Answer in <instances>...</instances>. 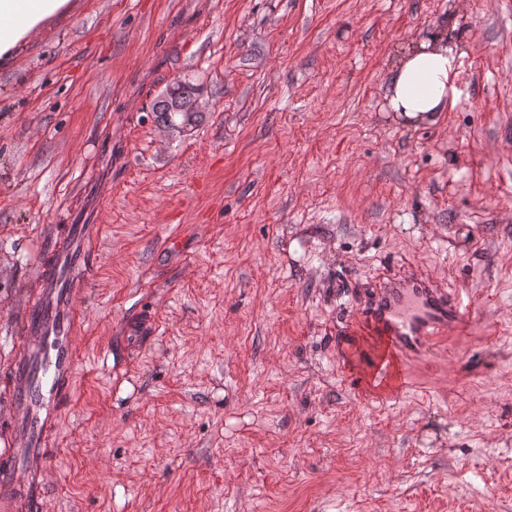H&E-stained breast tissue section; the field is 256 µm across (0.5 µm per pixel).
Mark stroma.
Here are the masks:
<instances>
[{"mask_svg": "<svg viewBox=\"0 0 512 512\" xmlns=\"http://www.w3.org/2000/svg\"><path fill=\"white\" fill-rule=\"evenodd\" d=\"M452 8L459 100L404 130L392 56ZM96 218L45 512H512V0H77L0 68V391L44 240ZM406 263L473 329L358 394L348 322ZM171 86L170 92L163 98L160 95L153 104L152 111L155 113L156 120L172 128L196 125L201 110L198 99L191 100L197 97L198 88L186 81H176ZM177 102H189L185 107L188 112L177 109L175 105Z\"/></svg>", "mask_w": 512, "mask_h": 512, "instance_id": "35a3bbf8", "label": "stroma"}]
</instances>
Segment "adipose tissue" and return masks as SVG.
<instances>
[{
	"label": "adipose tissue",
	"mask_w": 512,
	"mask_h": 512,
	"mask_svg": "<svg viewBox=\"0 0 512 512\" xmlns=\"http://www.w3.org/2000/svg\"><path fill=\"white\" fill-rule=\"evenodd\" d=\"M74 0H0V67L51 20H63ZM467 32L457 10L396 53L385 83V110L405 129L436 122L459 98L457 76Z\"/></svg>",
	"instance_id": "1"
}]
</instances>
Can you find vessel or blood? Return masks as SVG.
<instances>
[{
	"instance_id": "1",
	"label": "vessel or blood",
	"mask_w": 512,
	"mask_h": 512,
	"mask_svg": "<svg viewBox=\"0 0 512 512\" xmlns=\"http://www.w3.org/2000/svg\"><path fill=\"white\" fill-rule=\"evenodd\" d=\"M91 225L73 224L51 239L38 265L39 286L25 307L19 349L9 366L7 423L11 443L0 453V512H44L49 446L80 369L76 319L83 284L92 270ZM457 290L416 264L384 274L360 300L353 317L371 338L367 392H375L393 362L438 344L448 331L471 326Z\"/></svg>"
}]
</instances>
